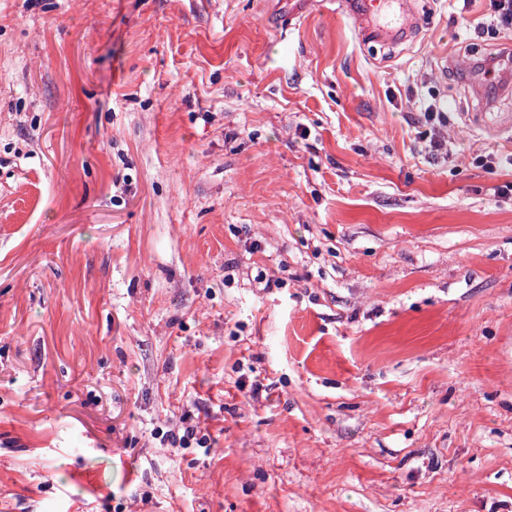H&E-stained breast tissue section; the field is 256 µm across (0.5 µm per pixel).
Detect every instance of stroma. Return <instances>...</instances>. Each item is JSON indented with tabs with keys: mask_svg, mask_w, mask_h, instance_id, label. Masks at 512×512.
<instances>
[{
	"mask_svg": "<svg viewBox=\"0 0 512 512\" xmlns=\"http://www.w3.org/2000/svg\"><path fill=\"white\" fill-rule=\"evenodd\" d=\"M338 6L0 0V512H512V35ZM354 3L359 5L358 10L353 7ZM410 3L394 0H349L342 1L338 10L358 17L362 22V32L368 31L369 35L390 37L402 32L408 33L414 29L416 23H419L417 16H413L408 7ZM405 105L419 112V119L416 123L424 122L430 125L432 131H434L429 141V151L441 152L447 143L440 133V130L448 123L447 103L444 104V102L436 99L429 101L426 98L411 95L406 98Z\"/></svg>",
	"mask_w": 512,
	"mask_h": 512,
	"instance_id": "1",
	"label": "stroma"
}]
</instances>
